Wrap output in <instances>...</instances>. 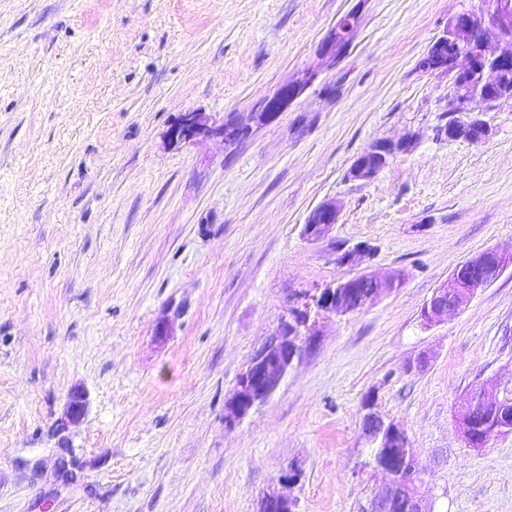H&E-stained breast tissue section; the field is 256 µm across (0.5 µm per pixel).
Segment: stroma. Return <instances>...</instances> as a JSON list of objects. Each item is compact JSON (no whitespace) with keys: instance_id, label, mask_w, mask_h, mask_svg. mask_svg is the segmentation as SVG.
Masks as SVG:
<instances>
[{"instance_id":"35a3bbf8","label":"stroma","mask_w":512,"mask_h":512,"mask_svg":"<svg viewBox=\"0 0 512 512\" xmlns=\"http://www.w3.org/2000/svg\"><path fill=\"white\" fill-rule=\"evenodd\" d=\"M477 2L0 0V512H259L273 492L362 512L390 482L362 431L369 397L404 428L431 512H512V431L475 448L456 422L486 380L512 397V265L448 322L421 319L465 261L512 256V100L484 112L488 139H448L450 82L418 68ZM356 6L346 56L254 124ZM187 112L250 133L170 147ZM410 133L409 153L349 178ZM328 200L338 222L310 242ZM365 271L404 282L325 320L231 418L296 294ZM77 387L89 407L61 440ZM413 136L406 140L392 141L380 140L373 143L351 165L348 175L353 180H368L373 177V171L386 167L397 155L409 152L412 148ZM366 160L371 161V165ZM371 168V169H370ZM339 208L335 201L322 203L309 215L306 224L308 226L306 237L313 242H318L327 237L333 226L337 224Z\"/></svg>"}]
</instances>
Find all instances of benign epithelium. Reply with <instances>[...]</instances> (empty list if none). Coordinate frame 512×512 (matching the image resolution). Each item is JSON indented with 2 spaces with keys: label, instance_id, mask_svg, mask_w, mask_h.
I'll list each match as a JSON object with an SVG mask.
<instances>
[{
  "label": "benign epithelium",
  "instance_id": "7a95c632",
  "mask_svg": "<svg viewBox=\"0 0 512 512\" xmlns=\"http://www.w3.org/2000/svg\"><path fill=\"white\" fill-rule=\"evenodd\" d=\"M493 34L497 47L491 51L487 46V35ZM453 44L455 50L450 56L443 54L447 44ZM348 42L341 25L330 28L320 43L317 55L320 61L334 62L345 55ZM433 52L420 62V70L437 76H446L451 84V97L455 110L461 115L460 122L445 132L451 139L463 138L471 142L485 140L489 136V126L473 108V96L478 92L474 86V77L481 74L496 78L505 93L512 96V0H495L489 9H478L460 13L448 20V26L433 42ZM320 66H309L300 77L282 84L270 97L264 99L253 114L255 123L262 125L275 119L295 101L319 77ZM219 136L227 145L237 143L243 136L241 126L233 119L217 121L205 112L183 114L166 133L170 146L178 147L193 143L199 139ZM412 148V139L392 141L380 140L363 152V158L351 165L348 175L353 180H368L373 171L386 167L397 155ZM339 208L334 201L322 203L311 212L307 219L306 237L318 242L327 237L337 224ZM495 258V274H500L512 260L494 249L479 253L467 261V269L452 276L450 283L438 288L425 304L421 317L429 324L444 323L450 316L458 315L474 290L470 284L477 285L487 281L484 272L485 259ZM401 274L395 272L387 277H378L365 273L360 280L362 291L352 300H336V289L346 288L349 281L341 280L325 287H315L302 293L290 307L294 313L305 317L302 323L283 322L266 344L255 352L246 370L241 374L236 388L229 399L234 416L240 418L257 403L267 399L280 385L288 369V360L301 355L320 332V324L332 315L359 311L374 304L383 295L400 287ZM481 404L494 413L500 398L494 383H485L478 388ZM88 397L85 390L73 389L66 406V419L70 423L78 421L87 407ZM475 401L468 400L457 417L458 427L464 439L471 441L473 425L471 413ZM365 414L362 418L365 436L372 442L382 441L383 447H402L401 428L386 421L373 411L372 402L363 404ZM377 467L388 473L392 482L387 491L372 501L373 512H383L386 501L398 487L397 476L401 472L396 461L381 456L375 461ZM261 504L268 512H279L282 507L292 510L296 502L280 494H267Z\"/></svg>",
  "mask_w": 512,
  "mask_h": 512
}]
</instances>
